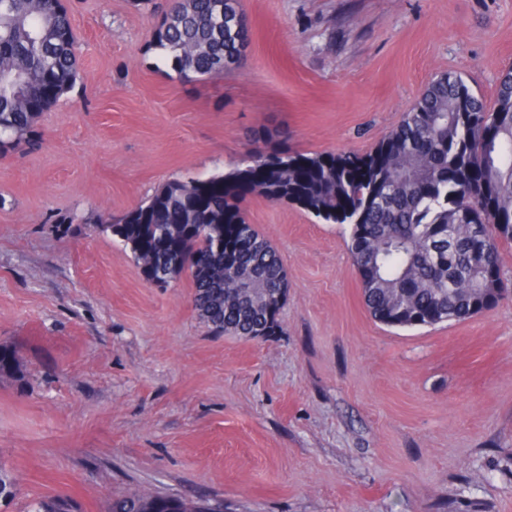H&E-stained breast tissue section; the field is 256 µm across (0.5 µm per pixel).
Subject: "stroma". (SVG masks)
Segmentation results:
<instances>
[{"mask_svg": "<svg viewBox=\"0 0 512 512\" xmlns=\"http://www.w3.org/2000/svg\"><path fill=\"white\" fill-rule=\"evenodd\" d=\"M162 0H66L79 78L0 159V463L8 512L137 485L224 512H512V295L398 328L364 303L350 228L251 196L288 272L281 331L217 335L188 275L148 283L106 224L173 177L241 163L271 128L363 155L435 76L486 103L512 0H240L248 58L181 81L150 49Z\"/></svg>", "mask_w": 512, "mask_h": 512, "instance_id": "obj_1", "label": "stroma"}]
</instances>
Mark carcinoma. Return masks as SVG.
Wrapping results in <instances>:
<instances>
[{
  "label": "carcinoma",
  "mask_w": 512,
  "mask_h": 512,
  "mask_svg": "<svg viewBox=\"0 0 512 512\" xmlns=\"http://www.w3.org/2000/svg\"><path fill=\"white\" fill-rule=\"evenodd\" d=\"M239 0H170L151 46L181 79L224 75L249 27ZM77 36L59 0H0V153L38 136L40 115L74 87ZM236 166L201 182L173 178L122 215L115 236L154 277L187 273L209 331L281 330L267 294L281 288L278 251L241 204L260 191L314 217L351 226L349 251L370 315L393 327L464 321L505 295L500 247L512 243V69L488 106L457 76L433 79L400 123L365 155L304 154L270 139ZM247 279L251 287L240 288ZM138 488L106 512H204L205 497ZM29 512H77L66 497Z\"/></svg>",
  "instance_id": "cac0c4a2"
}]
</instances>
